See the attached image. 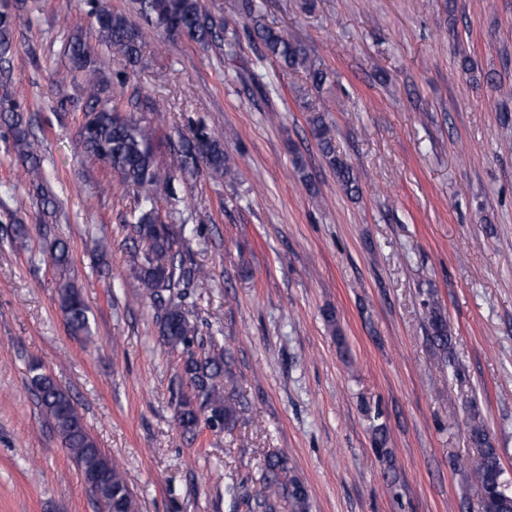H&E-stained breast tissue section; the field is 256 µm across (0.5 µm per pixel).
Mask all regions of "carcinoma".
Listing matches in <instances>:
<instances>
[{
  "instance_id": "1",
  "label": "carcinoma",
  "mask_w": 512,
  "mask_h": 512,
  "mask_svg": "<svg viewBox=\"0 0 512 512\" xmlns=\"http://www.w3.org/2000/svg\"><path fill=\"white\" fill-rule=\"evenodd\" d=\"M137 12L148 25L164 31L170 37H186L198 44L217 47L233 45L224 37L227 26L209 16L202 0H136ZM90 16L98 26L101 37L118 50L128 65L138 62L141 52L140 34L135 24L125 15L109 10L101 0L92 4ZM15 14L4 5L0 7V58L11 49V35ZM248 29L259 42L265 57L279 61L286 70L304 69L312 85L321 87L326 72L311 66L306 49L288 36L254 16ZM69 71L85 73L84 93L88 101L86 121L81 129V148L90 160L99 161L118 172L122 181L138 191L137 205L132 215V228L141 246L130 252L128 271L142 298L156 311L159 333L164 343L180 350L183 374L189 391L177 403L176 419L188 433L199 427L217 432L231 429L238 421V404L224 397L220 379L230 375L227 360L221 350H205L197 343L192 316L194 303L188 302V289L201 277L197 267L184 252L186 227L174 229L159 223L157 205L161 199L172 196L171 180L163 176L156 160L154 128L150 122L121 115L118 105L112 103L110 85L102 80L97 70L89 67V51L76 38L68 47ZM309 127L320 151L335 171L336 181L350 197L360 194L359 177L346 160L336 154L331 130L326 117L314 112ZM0 120L7 124L14 137L17 154L28 163L27 172L32 181L33 205L41 214L55 208V203L41 181L40 161L34 152L25 129L23 115L11 99L0 98ZM195 141H187L181 151L172 157L171 166L188 170L202 159L212 170L231 176L235 165L224 152L221 142L198 132ZM10 243L17 249L29 244L28 228L24 224H10L5 228ZM49 258L59 271L66 270L69 252L64 242L54 241ZM58 303L70 331L76 335H90V310L80 291L66 277L57 284ZM429 338L440 350L452 353V336L439 312L430 311ZM30 383L45 419L53 426L61 442L82 472H97L102 476L93 492L98 512H136V503L129 483L117 463L98 447L95 439L78 414L70 394L41 366L29 368ZM470 440L480 449L479 456L467 463L469 477L484 493L483 512H512V493L504 486V469L498 449L494 448L484 426L470 427ZM268 481L249 499L262 512H277L280 501L288 502L290 512H308V491L291 474L287 460L270 455L265 460Z\"/></svg>"
}]
</instances>
